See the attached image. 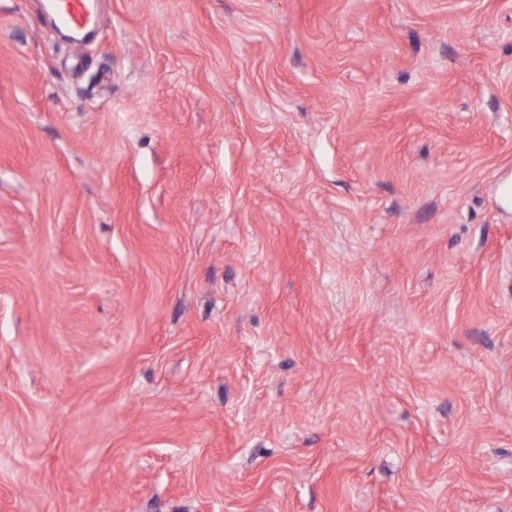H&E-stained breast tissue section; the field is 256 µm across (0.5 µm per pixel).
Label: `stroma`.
I'll use <instances>...</instances> for the list:
<instances>
[{
	"label": "stroma",
	"instance_id": "35a3bbf8",
	"mask_svg": "<svg viewBox=\"0 0 512 512\" xmlns=\"http://www.w3.org/2000/svg\"><path fill=\"white\" fill-rule=\"evenodd\" d=\"M0 0V512H512V0ZM58 16L62 23L71 28H84L95 14V0H58Z\"/></svg>",
	"mask_w": 512,
	"mask_h": 512
}]
</instances>
